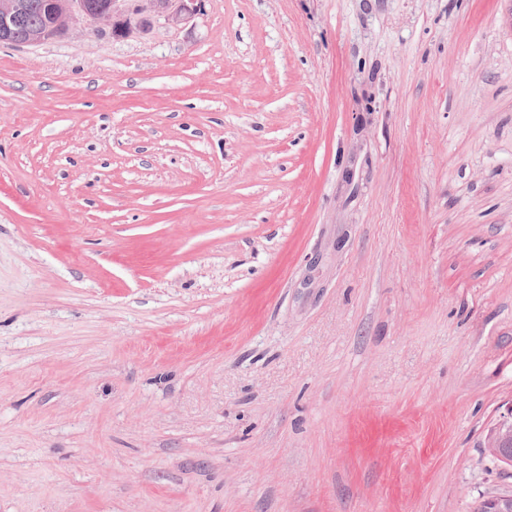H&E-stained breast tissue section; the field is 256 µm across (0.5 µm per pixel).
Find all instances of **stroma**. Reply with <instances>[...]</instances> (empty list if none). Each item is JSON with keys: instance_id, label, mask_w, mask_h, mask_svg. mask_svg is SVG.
<instances>
[{"instance_id": "stroma-1", "label": "stroma", "mask_w": 512, "mask_h": 512, "mask_svg": "<svg viewBox=\"0 0 512 512\" xmlns=\"http://www.w3.org/2000/svg\"><path fill=\"white\" fill-rule=\"evenodd\" d=\"M511 403L512 0L0 46V512H472Z\"/></svg>"}]
</instances>
